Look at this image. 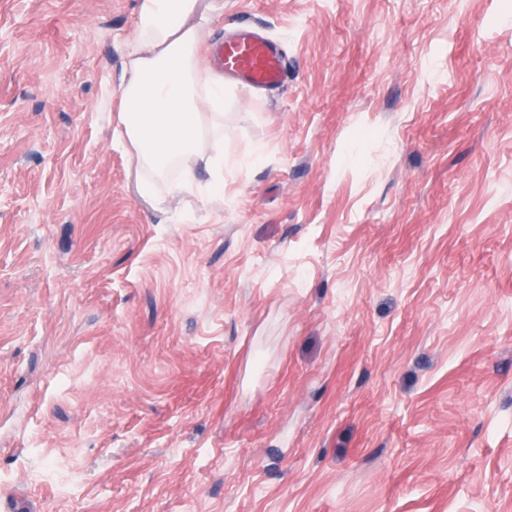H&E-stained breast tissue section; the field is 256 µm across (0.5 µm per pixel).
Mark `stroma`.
<instances>
[{"label": "stroma", "instance_id": "1", "mask_svg": "<svg viewBox=\"0 0 512 512\" xmlns=\"http://www.w3.org/2000/svg\"><path fill=\"white\" fill-rule=\"evenodd\" d=\"M203 2L287 79L153 206L137 0H0V512H512V0Z\"/></svg>", "mask_w": 512, "mask_h": 512}]
</instances>
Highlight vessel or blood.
I'll return each instance as SVG.
<instances>
[{"instance_id":"obj_1","label":"vessel or blood","mask_w":512,"mask_h":512,"mask_svg":"<svg viewBox=\"0 0 512 512\" xmlns=\"http://www.w3.org/2000/svg\"><path fill=\"white\" fill-rule=\"evenodd\" d=\"M210 58L225 77L256 89L274 90L286 79L284 61L276 46L246 25L238 26L233 37L215 45Z\"/></svg>"}]
</instances>
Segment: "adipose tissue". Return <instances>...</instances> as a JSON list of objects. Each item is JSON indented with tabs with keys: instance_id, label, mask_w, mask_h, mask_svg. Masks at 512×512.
<instances>
[{
	"instance_id": "adipose-tissue-1",
	"label": "adipose tissue",
	"mask_w": 512,
	"mask_h": 512,
	"mask_svg": "<svg viewBox=\"0 0 512 512\" xmlns=\"http://www.w3.org/2000/svg\"><path fill=\"white\" fill-rule=\"evenodd\" d=\"M208 21L202 0H137L118 99L121 137L133 148L146 202H160L162 186L203 204L220 197L202 191L197 177L208 132L222 130L226 92L223 77L199 60Z\"/></svg>"
}]
</instances>
